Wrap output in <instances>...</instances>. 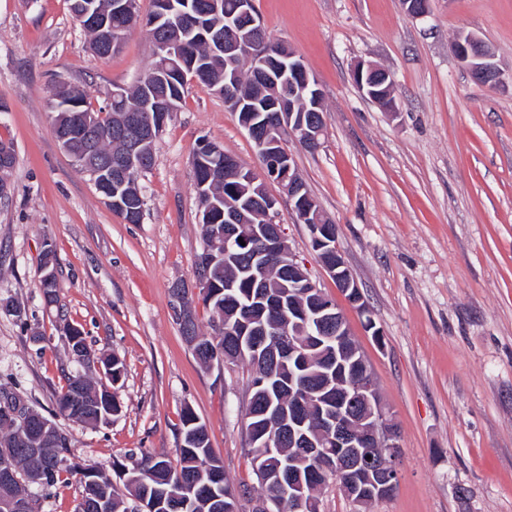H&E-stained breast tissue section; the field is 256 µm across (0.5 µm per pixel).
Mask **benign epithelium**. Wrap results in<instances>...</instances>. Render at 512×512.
Returning a JSON list of instances; mask_svg holds the SVG:
<instances>
[{"label": "benign epithelium", "mask_w": 512, "mask_h": 512, "mask_svg": "<svg viewBox=\"0 0 512 512\" xmlns=\"http://www.w3.org/2000/svg\"><path fill=\"white\" fill-rule=\"evenodd\" d=\"M429 4L430 0H403L406 13L414 18L427 16ZM167 17L169 21L177 22L180 29L196 27L195 17L186 10L171 9L167 11ZM224 33V104L233 112L248 105L253 109L243 126L259 149L261 166L258 170L246 169L228 154H224V165L246 175V180L253 184L263 183L260 204L264 224L260 229L271 240L272 251L285 257L288 283L304 289L306 295L317 297V301L307 307L297 304L288 307V322L295 327L294 335H288V329L272 321L251 336L248 347L257 351L264 345L266 337L278 336L281 359L301 365L308 350L302 337L308 336L314 343L336 344V353L351 360L354 377L347 379L345 374L336 373V403L324 406L320 413L323 443L336 448V461L324 465L323 470L329 479L346 474V494L356 499V503L366 506L377 498L385 497L399 479L402 457L400 432L389 411L378 400L377 384L366 359L359 350L351 348L354 338L342 313L291 255L282 227L276 223L280 199L270 195L265 186L267 182H274L288 197L296 221L309 228L313 251L324 270L362 313L366 331L380 339L382 332L376 326L356 276L332 246L334 223L315 207V201L284 140V134L288 133L302 146L319 142L324 125L318 122L315 113L322 109L321 92L314 77L294 52L286 48L274 59L265 49L263 28L254 0H240L237 20L227 19ZM452 49L477 83L493 87L502 81L499 66L479 38L462 34L456 38ZM155 57L161 59L164 68L182 64L186 57L185 42L168 34L155 41ZM243 65L251 68L256 76L259 97L263 101L245 97L235 89L234 77ZM353 79L370 99L387 110L393 108L389 71L372 64H359L353 71ZM270 111L276 113L273 121L266 116ZM146 112L148 116L145 118L138 113L125 115L122 128L134 130V135L127 138L126 152L117 164L100 169L84 159L80 166L81 171L91 177L104 202L112 209L129 210L130 219L136 222L142 219L143 208L137 206L134 199L119 198L118 193L112 192V182L122 179L125 167L141 165L143 146L156 141L175 107L166 95L154 90L150 93V106ZM312 397L311 392L297 395L293 412L281 434L288 437L290 447L305 448L308 454L316 456L321 449L307 434L308 416L305 413L306 402ZM0 420L14 427L36 422L43 432L57 438L64 436L54 421L35 416L22 398L5 387L0 389ZM289 485L288 496L295 503V510L306 512L304 483L292 480Z\"/></svg>", "instance_id": "benign-epithelium-1"}]
</instances>
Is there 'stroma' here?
Wrapping results in <instances>:
<instances>
[{
	"mask_svg": "<svg viewBox=\"0 0 512 512\" xmlns=\"http://www.w3.org/2000/svg\"><path fill=\"white\" fill-rule=\"evenodd\" d=\"M265 33L304 61L322 93L316 150L289 142L298 172L337 227L336 248L373 318L338 290L309 231L281 200L293 256L332 298L371 366L401 432L393 495L373 512H512V0H255ZM471 33L505 80L478 84L452 51ZM151 61L145 28L97 58L69 0H0V141L15 151L0 200V384L67 434L72 462L111 470L147 451L176 460L180 414L194 410L234 485L256 491L242 430L246 366L205 369L171 309L194 283L201 226L192 151L199 136L258 168L253 142L221 96L189 87L139 180L140 223H127L79 172L51 130L58 81L86 83L93 107ZM373 63L394 79L395 111L351 72ZM60 290L40 288L45 248ZM126 365L121 410L98 426L59 417L56 396L79 366L63 328Z\"/></svg>",
	"mask_w": 512,
	"mask_h": 512,
	"instance_id": "obj_1",
	"label": "stroma"
}]
</instances>
